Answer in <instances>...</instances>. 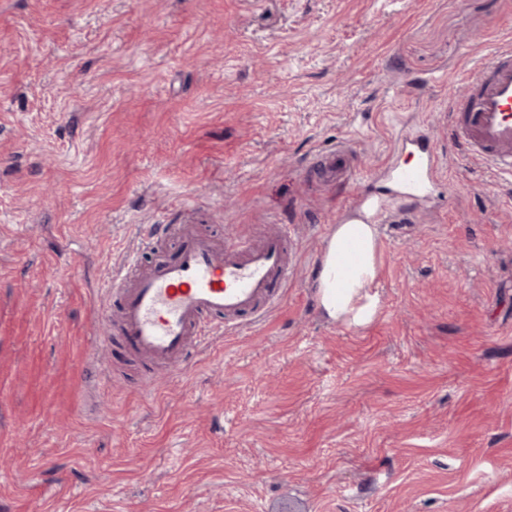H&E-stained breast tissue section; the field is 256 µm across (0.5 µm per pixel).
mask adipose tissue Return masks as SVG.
Instances as JSON below:
<instances>
[{
    "instance_id": "1",
    "label": "adipose tissue",
    "mask_w": 512,
    "mask_h": 512,
    "mask_svg": "<svg viewBox=\"0 0 512 512\" xmlns=\"http://www.w3.org/2000/svg\"><path fill=\"white\" fill-rule=\"evenodd\" d=\"M378 227L360 221L335 224L327 237L313 294L321 314L331 322L363 327L380 311Z\"/></svg>"
}]
</instances>
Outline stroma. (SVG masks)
Instances as JSON below:
<instances>
[{
	"label": "stroma",
	"mask_w": 512,
	"mask_h": 512,
	"mask_svg": "<svg viewBox=\"0 0 512 512\" xmlns=\"http://www.w3.org/2000/svg\"><path fill=\"white\" fill-rule=\"evenodd\" d=\"M508 41L512 0H0V512H512V178L448 136ZM339 145L359 181L322 180ZM367 192L382 305L347 327L311 284ZM142 224L292 225L277 307L144 373L104 320ZM401 149L417 155L419 163L414 166H399L392 170L393 182L410 197H421L437 181L440 173V157L435 153L429 139L424 134L406 138Z\"/></svg>",
	"instance_id": "obj_1"
}]
</instances>
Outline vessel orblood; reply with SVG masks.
Instances as JSON below:
<instances>
[{"mask_svg": "<svg viewBox=\"0 0 512 512\" xmlns=\"http://www.w3.org/2000/svg\"><path fill=\"white\" fill-rule=\"evenodd\" d=\"M465 82L466 96L449 107L448 135L488 172L512 176V47H501L474 66ZM401 148L419 162L394 168L392 180L405 195L421 197L439 177L440 158L421 134L403 140ZM322 159L329 175L354 177L346 149L327 150ZM382 212L381 204L363 196L346 216L375 224ZM293 247L284 224L273 225L258 243L248 238L217 243L182 225L178 258L145 264L136 255L114 274L112 288L121 303L108 320L133 353L180 368L227 320L244 312L261 317L275 307L274 288L288 282Z\"/></svg>", "mask_w": 512, "mask_h": 512, "instance_id": "1", "label": "vessel or blood"}]
</instances>
